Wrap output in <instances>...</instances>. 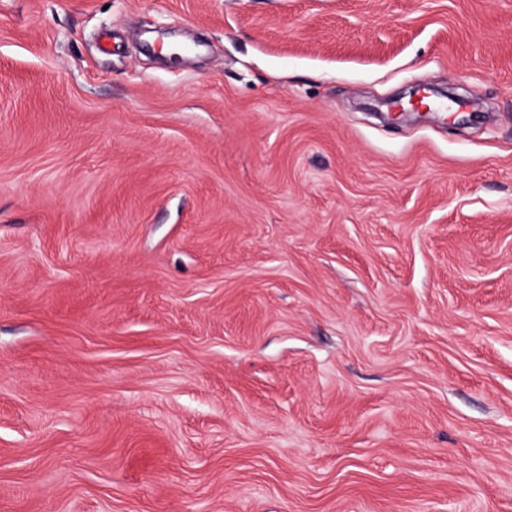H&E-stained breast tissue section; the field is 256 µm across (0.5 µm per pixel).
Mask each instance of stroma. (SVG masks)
Segmentation results:
<instances>
[{"mask_svg": "<svg viewBox=\"0 0 512 512\" xmlns=\"http://www.w3.org/2000/svg\"><path fill=\"white\" fill-rule=\"evenodd\" d=\"M0 512H512V0H0Z\"/></svg>", "mask_w": 512, "mask_h": 512, "instance_id": "1", "label": "stroma"}]
</instances>
